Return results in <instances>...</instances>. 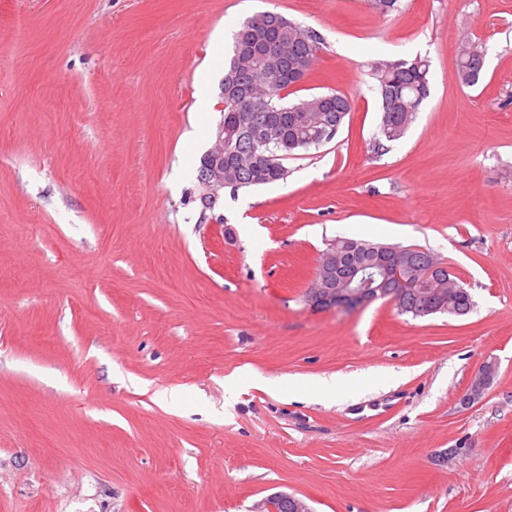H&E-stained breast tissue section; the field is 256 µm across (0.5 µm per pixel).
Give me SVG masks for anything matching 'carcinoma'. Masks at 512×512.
<instances>
[{"mask_svg":"<svg viewBox=\"0 0 512 512\" xmlns=\"http://www.w3.org/2000/svg\"><path fill=\"white\" fill-rule=\"evenodd\" d=\"M258 15H253L233 32L224 75L236 76L234 88H225L222 100L224 120V184L234 190L286 180L284 160L296 153L319 146L320 135L332 126H341L351 112V99L343 93L320 94L286 103L285 92L291 89L287 77L272 83L273 70L283 72L291 67L306 77L313 69L321 38L311 28L288 22L282 36L283 54L279 62L266 61L257 53L256 42L261 31ZM474 44L461 46L456 76L464 87L476 86L483 71L469 63V50ZM381 133L387 141L402 138L414 122L421 106L430 96L429 63L420 58L399 59L376 66ZM266 115L278 126V139L263 149H246L252 128L243 114ZM336 256L341 264L366 260L380 244L357 238H337ZM455 294L448 299V314L464 316L473 306L470 293L457 280H452ZM439 279L422 282L414 288H395L396 308L413 317L432 315L425 295L438 296L450 286Z\"/></svg>","mask_w":512,"mask_h":512,"instance_id":"1","label":"carcinoma"}]
</instances>
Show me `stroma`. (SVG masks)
I'll return each mask as SVG.
<instances>
[{
    "mask_svg": "<svg viewBox=\"0 0 512 512\" xmlns=\"http://www.w3.org/2000/svg\"><path fill=\"white\" fill-rule=\"evenodd\" d=\"M266 10L322 40L289 100L352 112L213 213L197 170L224 59ZM416 55L431 95L385 141L372 69ZM338 237L429 250L473 310L310 308ZM279 492L512 512V0H0V512H260ZM476 46L478 48V45H475L473 43H467L461 46V49L459 51V57L457 61V71L456 76L461 86L464 87H474L476 86L483 75V60L480 55L477 56L479 61V69L481 70H475L469 63V50ZM494 374V367L486 364L479 368L478 374L471 382L470 387L462 395L461 399L464 404L474 403L482 395L486 387L490 384Z\"/></svg>",
    "mask_w": 512,
    "mask_h": 512,
    "instance_id": "obj_1",
    "label": "stroma"
}]
</instances>
